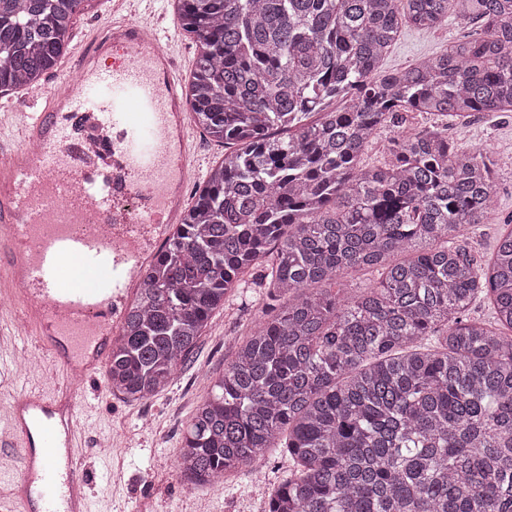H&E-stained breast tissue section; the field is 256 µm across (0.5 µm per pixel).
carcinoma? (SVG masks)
<instances>
[{
	"label": "carcinoma",
	"mask_w": 512,
	"mask_h": 512,
	"mask_svg": "<svg viewBox=\"0 0 512 512\" xmlns=\"http://www.w3.org/2000/svg\"><path fill=\"white\" fill-rule=\"evenodd\" d=\"M93 2L0 0V95L55 68ZM172 5L195 44L190 116L230 151L141 271L112 392L164 391L262 265L261 316L189 421L183 475L210 482L279 449L294 470L268 512H512V230L485 265L456 244L492 210V161L403 117L512 112V0ZM450 14L477 33L382 70L403 26ZM387 126L391 160L361 166ZM356 269L380 279L340 296ZM481 293L492 326L462 319Z\"/></svg>",
	"instance_id": "obj_1"
}]
</instances>
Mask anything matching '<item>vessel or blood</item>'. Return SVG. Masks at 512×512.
Returning a JSON list of instances; mask_svg holds the SVG:
<instances>
[{"instance_id":"vessel-or-blood-1","label":"vessel or blood","mask_w":512,"mask_h":512,"mask_svg":"<svg viewBox=\"0 0 512 512\" xmlns=\"http://www.w3.org/2000/svg\"><path fill=\"white\" fill-rule=\"evenodd\" d=\"M147 24L113 17L78 57L80 82L66 94L46 92L22 124L21 151L0 142V291L17 295L15 318L46 365L83 381L102 375L110 339L120 327L135 275L167 243L183 207L182 181L192 166L189 120L170 49ZM138 54L108 69L97 59L109 46ZM140 111H129L128 100ZM93 122L109 179L82 162ZM87 279L73 278L72 265ZM77 413L58 398L22 391L12 403L0 448L17 458L23 477L0 507L35 512H95Z\"/></svg>"}]
</instances>
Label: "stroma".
I'll return each mask as SVG.
<instances>
[{"label": "stroma", "instance_id": "1", "mask_svg": "<svg viewBox=\"0 0 512 512\" xmlns=\"http://www.w3.org/2000/svg\"><path fill=\"white\" fill-rule=\"evenodd\" d=\"M113 0H100L91 12L77 14L68 48L57 71L72 66L82 41L105 32L112 19ZM161 27L175 39L177 71L188 76L194 44L183 31L171 0H150ZM470 27L456 17L433 29L405 28L383 62L394 70L443 52L448 44L470 34ZM407 122L430 129L458 145L472 141L485 145L493 161L497 194L490 218L470 227L460 245L484 262L494 252L503 232L512 229V112H476L459 122L445 116L412 113ZM196 159L185 192L193 200L195 188L224 157V148L210 141L199 126H192ZM262 271L248 272L243 288L231 294L216 311L195 351L178 368L172 382L149 400L132 401L112 393L108 386L85 388L82 414L89 435L112 438L115 449L108 458L92 456L90 469L98 512H266L267 491L288 472L287 458L273 454L266 462L225 473L223 484L200 485L178 471L177 450L186 426L202 396L233 355L234 344L247 337L260 313L264 290Z\"/></svg>", "mask_w": 512, "mask_h": 512}]
</instances>
